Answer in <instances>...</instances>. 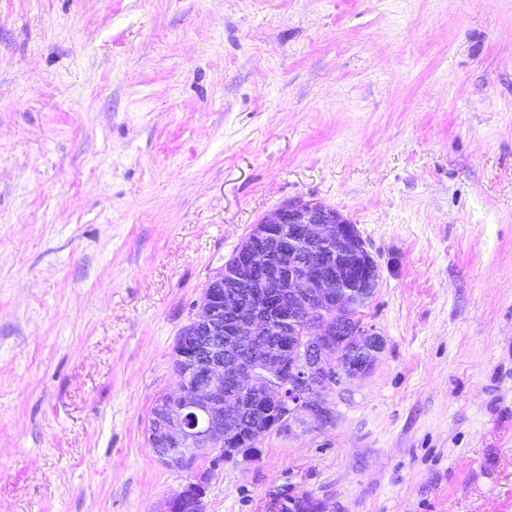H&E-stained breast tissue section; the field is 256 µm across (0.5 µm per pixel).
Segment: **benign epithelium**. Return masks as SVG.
<instances>
[{"instance_id":"obj_1","label":"benign epithelium","mask_w":512,"mask_h":512,"mask_svg":"<svg viewBox=\"0 0 512 512\" xmlns=\"http://www.w3.org/2000/svg\"><path fill=\"white\" fill-rule=\"evenodd\" d=\"M282 224L291 225V234L277 246L282 260L269 263L256 244ZM226 274L248 292H225ZM378 280L379 264L357 225L334 208L294 200L253 225L230 265L214 271L192 304L171 355L177 392L161 395L151 412L147 441L156 461L190 474L162 512H181L189 502L202 512L212 472L228 448L224 384L236 386L255 410L275 409L274 426L283 432L332 423L323 388L373 369L370 362L338 366L336 338L353 335L362 350L383 342L374 327L345 326L336 316L348 302L371 298ZM285 320L298 339L288 346L260 343ZM226 340L250 345L252 361L224 355Z\"/></svg>"}]
</instances>
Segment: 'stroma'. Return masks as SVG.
I'll return each instance as SVG.
<instances>
[{"label":"stroma","instance_id":"stroma-1","mask_svg":"<svg viewBox=\"0 0 512 512\" xmlns=\"http://www.w3.org/2000/svg\"><path fill=\"white\" fill-rule=\"evenodd\" d=\"M293 200L357 224L385 348L203 512H512V0H0V512H161L174 342Z\"/></svg>","mask_w":512,"mask_h":512}]
</instances>
